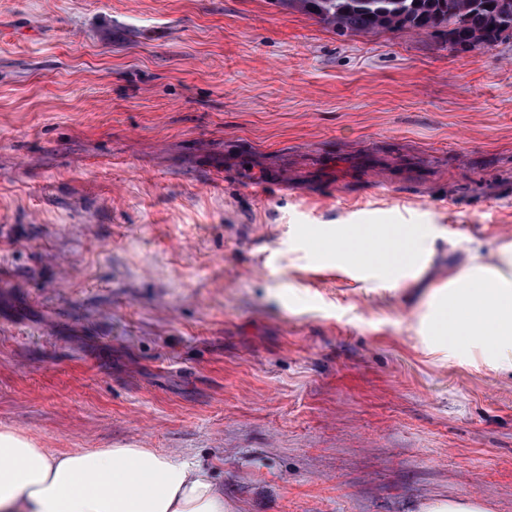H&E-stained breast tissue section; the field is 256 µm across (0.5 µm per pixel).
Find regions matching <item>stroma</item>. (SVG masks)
Wrapping results in <instances>:
<instances>
[{"label": "stroma", "mask_w": 512, "mask_h": 512, "mask_svg": "<svg viewBox=\"0 0 512 512\" xmlns=\"http://www.w3.org/2000/svg\"><path fill=\"white\" fill-rule=\"evenodd\" d=\"M420 282L342 271L360 215ZM512 242V43L339 35L286 0H0V432L152 448L233 512H512V372L416 287ZM415 512H490L487 504L471 497L435 498L417 505Z\"/></svg>", "instance_id": "35a3bbf8"}]
</instances>
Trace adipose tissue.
I'll return each mask as SVG.
<instances>
[{
    "mask_svg": "<svg viewBox=\"0 0 512 512\" xmlns=\"http://www.w3.org/2000/svg\"><path fill=\"white\" fill-rule=\"evenodd\" d=\"M352 225L327 245L338 263L357 265L364 252L382 258L404 251L395 232L377 228L366 247L350 244ZM421 325L434 350L464 343L484 362L512 369V245L469 257L447 287L422 294ZM0 512H231L209 473L150 448L52 452L12 433H0Z\"/></svg>",
    "mask_w": 512,
    "mask_h": 512,
    "instance_id": "adipose-tissue-1",
    "label": "adipose tissue"
}]
</instances>
